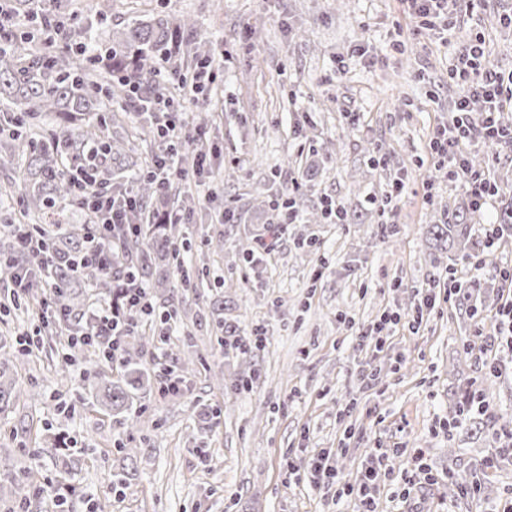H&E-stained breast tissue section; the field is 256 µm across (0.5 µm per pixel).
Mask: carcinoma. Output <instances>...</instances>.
<instances>
[{"label": "carcinoma", "mask_w": 512, "mask_h": 512, "mask_svg": "<svg viewBox=\"0 0 512 512\" xmlns=\"http://www.w3.org/2000/svg\"><path fill=\"white\" fill-rule=\"evenodd\" d=\"M194 27L189 17L153 16L129 27L108 48L79 63L60 54L45 64L29 35L24 37L23 47L0 53V100L19 113L4 127L0 167L10 169L19 154L26 156L22 181L25 213L39 215L61 202L75 203L71 173L84 165L87 146L92 141L97 145L98 177L112 183L118 194L127 190V172L136 165L135 144L146 140L151 125L142 121L127 130L124 118L110 108H103L102 99L124 94L125 87L115 81L121 75L146 79L155 64L166 58L176 66L181 65L190 54ZM140 191L143 209L134 216L140 222V233L119 241L111 271L94 265L75 268V262L89 247V224L59 227L53 222L40 228L45 254L51 256L50 276L64 288V301L77 325L82 323L87 300V294L72 288L80 279L90 280L97 298L110 300L114 289L125 285L131 277L138 286L156 285L164 290L161 295L148 292L155 319L165 314L174 320L187 313L186 292L193 287V277L186 273L175 279L170 271L171 263L179 255L177 224L156 223V213L173 211L178 198L169 187L161 188L151 179L143 181ZM471 215L470 211H460L452 215L454 223L432 225L434 248L470 253ZM0 251L21 264H40L41 256L17 250L14 229L4 230ZM150 340L165 345L164 357L182 373L192 371L195 356L191 344L174 347L154 335ZM98 359L110 370L119 369L121 378L114 381L103 370L87 378L84 388L92 406L124 425L128 411L140 401L141 395L158 392L156 378L144 367L141 352L126 342L121 345L117 362L101 354ZM22 395L34 403L41 397L36 391L19 387L14 378L13 355L0 352V404L8 405ZM474 481L472 472L457 470L450 474L448 492H458Z\"/></svg>", "instance_id": "cac0c4a2"}]
</instances>
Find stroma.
Here are the masks:
<instances>
[{"label": "stroma", "instance_id": "1", "mask_svg": "<svg viewBox=\"0 0 512 512\" xmlns=\"http://www.w3.org/2000/svg\"><path fill=\"white\" fill-rule=\"evenodd\" d=\"M64 23L71 43L98 46L154 12L188 16L202 58L220 57L224 73L207 101L178 99L189 128L206 127L213 149L206 188L195 178L174 182L192 199L181 225L185 266L199 267L201 283L188 302L190 318L174 324L172 342L192 338L196 366L181 398L143 400L136 427L126 431L82 400L92 362L67 356L42 339L34 353L19 344L34 329L29 308L0 313V335L15 355L19 385L35 386V405L14 404L0 413V473L20 465L17 447L36 454L32 480L54 474L65 456L73 488L70 512H88L111 495L118 445L136 449L134 475L114 512H355L356 503L332 500L308 483L288 481L285 458L329 449L345 480H355L378 449L421 448L432 471L481 469L499 448L490 430L458 426L460 386L480 382L495 350L487 339L507 285L485 279L483 336L464 298L442 305L418 331L397 328L384 344L359 338L390 308L410 316L417 291L433 274L455 266L469 278L466 260H449L426 241L430 225L449 211L469 207L464 189L432 166L429 142L453 116L458 88L448 77L457 44L485 36L491 60L512 70V28L502 25L512 0H460L453 33L416 38L400 0H69ZM498 187L488 209L471 220L473 242L483 227L512 207V148L500 146L488 161ZM302 181L297 223L287 225L269 262L245 272L244 253L266 233L271 217L260 202L285 179ZM404 193L392 199L396 235L379 231L380 205L394 180ZM345 206L342 223L318 222L324 197ZM235 221L220 223L223 211ZM223 241V250L211 249ZM224 297L225 321L240 335L264 326L269 340L247 359L218 345L209 305ZM372 365L371 385L359 380ZM67 369L68 385L58 382ZM254 371L249 388L238 377ZM347 424L337 416L346 403ZM218 409L206 436L203 406ZM491 491L454 500L445 484L425 489L416 512H485L512 500V462L490 470Z\"/></svg>", "mask_w": 512, "mask_h": 512}]
</instances>
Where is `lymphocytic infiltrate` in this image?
<instances>
[{
	"label": "lymphocytic infiltrate",
	"instance_id": "obj_1",
	"mask_svg": "<svg viewBox=\"0 0 512 512\" xmlns=\"http://www.w3.org/2000/svg\"><path fill=\"white\" fill-rule=\"evenodd\" d=\"M405 13L416 21L415 34H423L441 26L454 29L456 16L448 9V0H401ZM215 59L209 58L199 62L192 75H185L171 69L167 64H159L155 70L152 83H176L178 88L189 93L192 98L204 97L206 89L215 77ZM448 77L460 88L455 101V108L461 117L456 129L438 130L431 141L433 165L436 171L444 173L449 181L463 186L471 198L474 208H481L497 189L489 173L470 165L461 148L462 142H478L488 138H499L512 145V129L502 130L496 121V115L506 105H512V71L504 72L491 62L485 41L482 38L469 40L458 46L452 63L448 68ZM151 83V84H152ZM128 100L137 111L156 113L161 123L157 134L161 139L181 138L184 125L178 117V110L172 97L162 93H150L143 81L126 78ZM483 104L481 112H474V101ZM95 165L76 170L71 179L75 187V197L79 208L84 212L91 226L93 239H104L116 228H129L131 233H138L137 224L131 223L129 214L137 209L139 202L134 195H127L124 205H116L112 190L96 183ZM0 270L9 274L10 286L7 293L11 299L20 301L36 288L47 289L48 294L42 298L38 319L40 322H56L59 327H66V310L62 304V288L52 280L48 272H41L34 277L25 270L13 269L10 260L0 259ZM418 308L411 321H403L399 312L384 311L380 319L368 328V335L386 339L400 323H407L409 328L420 327L425 316L431 314L441 305L449 303L457 294L456 288L449 286L444 274L431 276L427 287L418 289ZM127 327L119 316L114 303L98 301L86 313V330L81 333V341L97 344L105 357L116 358L122 336ZM285 475L293 480L304 479L316 488L335 490L337 496H352L358 502V512H375L373 492L379 482L391 475H398L394 497L405 503L413 497L418 489L436 483V476L424 461L422 449L413 452L411 466L395 469L389 453L382 452L375 456L354 485L342 484L332 451L323 449L301 459L288 458L284 465Z\"/></svg>",
	"mask_w": 512,
	"mask_h": 512
}]
</instances>
